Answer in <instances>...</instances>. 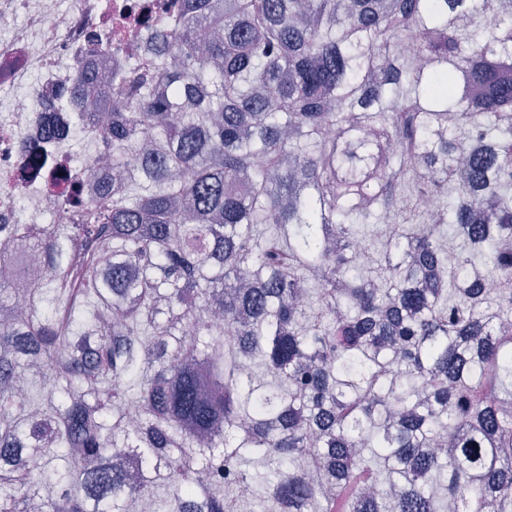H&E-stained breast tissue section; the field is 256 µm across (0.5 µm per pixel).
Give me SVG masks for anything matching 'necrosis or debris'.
I'll return each mask as SVG.
<instances>
[{"label": "necrosis or debris", "instance_id": "4bbe7bcc", "mask_svg": "<svg viewBox=\"0 0 512 512\" xmlns=\"http://www.w3.org/2000/svg\"><path fill=\"white\" fill-rule=\"evenodd\" d=\"M58 0H0V24L17 9L28 20L11 26L0 43V187L14 184L22 164L45 129L62 128L69 113L85 111V103L70 100L65 90L85 67L114 69L142 49L140 30L131 16L145 5L163 14L170 0H73L65 10ZM111 38V53L90 55L91 36ZM38 84H30L32 74Z\"/></svg>", "mask_w": 512, "mask_h": 512}]
</instances>
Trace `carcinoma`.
Here are the masks:
<instances>
[{"label": "carcinoma", "instance_id": "cac0c4a2", "mask_svg": "<svg viewBox=\"0 0 512 512\" xmlns=\"http://www.w3.org/2000/svg\"><path fill=\"white\" fill-rule=\"evenodd\" d=\"M174 10L0 224V512H512V0Z\"/></svg>", "mask_w": 512, "mask_h": 512}]
</instances>
